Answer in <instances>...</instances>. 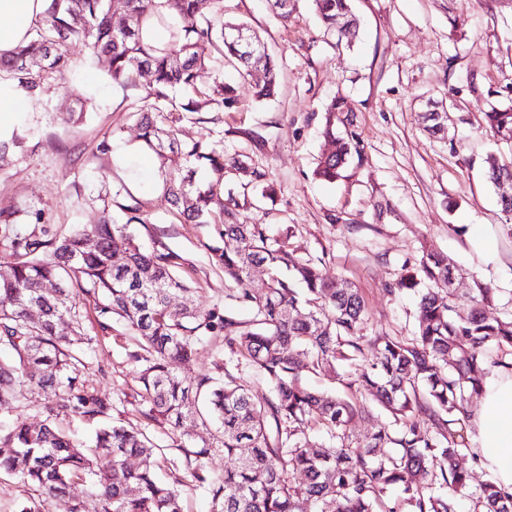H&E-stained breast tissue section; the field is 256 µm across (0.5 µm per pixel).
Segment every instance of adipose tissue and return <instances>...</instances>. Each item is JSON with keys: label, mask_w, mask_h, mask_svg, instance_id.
<instances>
[{"label": "adipose tissue", "mask_w": 512, "mask_h": 512, "mask_svg": "<svg viewBox=\"0 0 512 512\" xmlns=\"http://www.w3.org/2000/svg\"><path fill=\"white\" fill-rule=\"evenodd\" d=\"M46 0H0V55L28 39ZM469 421L483 468L512 492V371L495 372L486 382Z\"/></svg>", "instance_id": "obj_1"}]
</instances>
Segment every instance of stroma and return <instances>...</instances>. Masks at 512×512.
I'll return each mask as SVG.
<instances>
[{
    "mask_svg": "<svg viewBox=\"0 0 512 512\" xmlns=\"http://www.w3.org/2000/svg\"><path fill=\"white\" fill-rule=\"evenodd\" d=\"M351 6L359 36L348 51L322 40L307 0H299L286 25L267 0H224L225 19L246 21L260 35L278 67L279 91L256 102L249 83L225 72L236 106L216 123L175 121L179 139L223 141L226 154L247 156L265 173L274 199H257L252 220L274 236L291 229L299 255L321 261L328 276L359 289L368 313L365 335L413 334L417 298L395 285L426 248L447 253L456 265L460 306H467L480 278L497 290L487 317L512 313V234L498 203L512 185L498 188L485 178L487 158L512 159V143L500 141L484 119L490 106L512 105V0H351ZM68 54L80 78H93L98 109L77 126L62 124L76 103L60 80L44 82L39 100L14 127L27 139L23 152L0 168V209H45L52 230L66 233L97 224L98 194L126 186L149 219L134 232L145 245L161 243L182 256L179 274L194 288L196 307L219 305L246 318V309L224 296V273L203 245V227L181 223L162 195L157 160L141 149L132 116L140 90L105 81L100 68L89 65L83 43L71 44ZM338 95L353 108L363 160L329 183L313 170L331 149L322 129L325 108ZM434 103L449 116L447 137L423 128L421 115ZM245 129L264 137L263 151L242 137ZM105 139L111 151L100 170L91 158ZM75 302L92 339L79 367L80 387L111 393L109 421L144 430L165 450L162 477L182 479L183 470L171 467L179 457L178 434L145 416L148 405L129 359L134 338L118 325L103 333L86 296L76 294ZM39 503L45 512H68L66 502L42 503L34 486L0 475V512Z\"/></svg>",
    "mask_w": 512,
    "mask_h": 512,
    "instance_id": "stroma-1",
    "label": "stroma"
}]
</instances>
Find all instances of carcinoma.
Instances as JSON below:
<instances>
[{
  "label": "carcinoma",
  "instance_id": "carcinoma-1",
  "mask_svg": "<svg viewBox=\"0 0 512 512\" xmlns=\"http://www.w3.org/2000/svg\"><path fill=\"white\" fill-rule=\"evenodd\" d=\"M317 23L335 47H352L357 24L349 0H311ZM46 0L28 41L5 58L0 75L30 100L43 82H69L72 70L65 47L85 41L90 56L108 79L127 89L144 74L149 81L134 114L142 147L159 160L163 194L189 224L208 230L209 254L224 272V296L248 306L252 318L241 321L218 305L200 311L191 288L176 270L182 257L163 245L143 249L132 224H146L142 204L125 187L100 197V222L67 235L48 231L10 236L18 211L0 210V236L11 259L0 263V402H24L36 389H54L37 427L16 423L0 429V472L37 487L43 500L70 498L69 512H182L178 488L158 478L156 447L142 432L103 425L93 447L83 448L55 424V412L68 409L89 419L112 409V395L75 386L82 358L92 339L83 337L82 314L71 300L75 290L94 298L100 329L112 321L136 338L129 354L142 383L148 416L161 418L175 431L189 420L204 431L177 445L192 481L206 489L212 512H459L462 499L470 512H512V493L486 480L471 488L472 472L458 458L470 454L465 407L477 397L495 368L512 369V315L490 320L484 309L494 289L475 282L470 310L462 313L450 288L456 266L441 252L425 249L417 263L402 269L397 286L418 294L414 335L363 334V297L349 282L326 276L313 259L291 247V229L276 239L263 224L251 222L253 191L274 195L264 174L238 156L224 154L221 141L182 143L176 129L158 125L166 112L198 116L222 112L236 101L223 71L235 69L254 79L256 97L277 90L275 65L265 52L250 54L234 33L265 48L244 22L224 20V0ZM283 23L296 11L295 0H271ZM77 109L62 118L75 125L93 109L91 99L76 95ZM323 136L334 150L322 154L314 175L326 182L341 176L361 156L356 133L336 131V115L352 108L338 96L327 105ZM432 136L445 135L448 113L422 116ZM489 129L512 142V106L485 113ZM25 136L0 140V167L23 149ZM195 161L208 169L206 183L195 180ZM487 179L496 187L512 183V160L488 161ZM126 216L112 221V207ZM250 241L251 249L239 248ZM267 277L266 289L249 288L255 272ZM57 285L56 294L44 285ZM184 302L171 305L174 295ZM40 311L33 318L30 309ZM219 337L264 381L270 395L252 397L248 382L224 366L181 375L200 346ZM352 368L349 396L311 388L304 374L331 376L337 366ZM382 408L389 421L358 439L351 424ZM318 429L335 442L323 451L309 436ZM224 451L230 467L215 478L207 460ZM301 473L305 482L294 483ZM84 498L71 496L77 482ZM394 488L402 500L387 506Z\"/></svg>",
  "mask_w": 512,
  "mask_h": 512
}]
</instances>
